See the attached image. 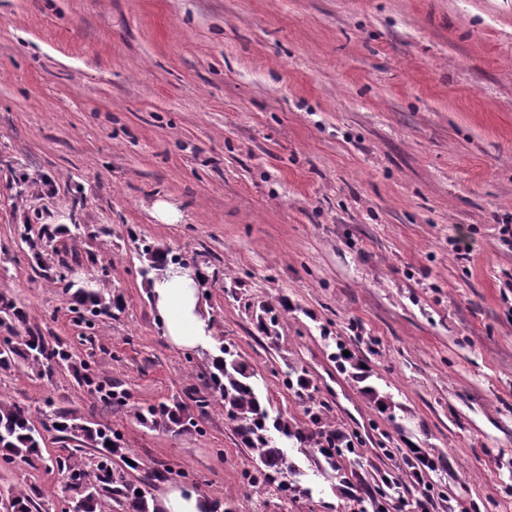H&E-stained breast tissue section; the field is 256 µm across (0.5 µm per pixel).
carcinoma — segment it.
Segmentation results:
<instances>
[{
    "label": "carcinoma",
    "instance_id": "1",
    "mask_svg": "<svg viewBox=\"0 0 512 512\" xmlns=\"http://www.w3.org/2000/svg\"><path fill=\"white\" fill-rule=\"evenodd\" d=\"M29 249L30 265L47 269L48 248L53 236L47 232L38 239L24 238ZM149 267L159 270L167 263L176 264L183 257L168 251L148 252ZM108 306L94 294L83 292L74 313L81 322L107 312ZM279 309L271 304L260 307L257 328L269 340L276 339ZM9 349L0 352V370L7 372L24 366L38 378L51 375L52 366L73 368L72 355L59 339L49 341L38 327L26 328L21 335L7 327ZM220 356L207 358L205 367L207 391L192 390L186 399L174 397L139 408L137 417L144 425L175 436L194 430L203 431V419L213 401L223 402L224 414L233 432L251 455V466L242 473V482L250 492H268L278 498L296 502L308 496V489L296 479L294 463L284 452L292 444L304 453L320 474L336 479V489L347 495L356 512H388L395 508H414L403 498L405 479L395 472L377 476L365 471L360 455L354 449L352 436L326 419L328 406L315 397L318 388L304 367L288 368L284 384L293 390L303 408L300 420L280 410L272 411L269 397L259 390L255 370L232 345L217 348ZM42 414H51L60 425V439L73 442L68 453L58 456L53 466L63 480L61 492L65 504L76 506L77 512H156L153 500L144 486L166 477L169 469L153 470L142 478L133 472L140 464L127 462V449L119 447L115 433L109 428L74 416L45 402ZM42 435L33 421L31 406L11 401L0 402V464L12 468L42 464ZM94 451L85 462L78 454ZM38 489L27 493L8 491V506L13 512H36L40 507Z\"/></svg>",
    "mask_w": 512,
    "mask_h": 512
}]
</instances>
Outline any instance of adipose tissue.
<instances>
[{
  "label": "adipose tissue",
  "instance_id": "adipose-tissue-1",
  "mask_svg": "<svg viewBox=\"0 0 512 512\" xmlns=\"http://www.w3.org/2000/svg\"><path fill=\"white\" fill-rule=\"evenodd\" d=\"M203 272L161 271L149 293L162 333L178 348H211L213 328L201 297Z\"/></svg>",
  "mask_w": 512,
  "mask_h": 512
}]
</instances>
